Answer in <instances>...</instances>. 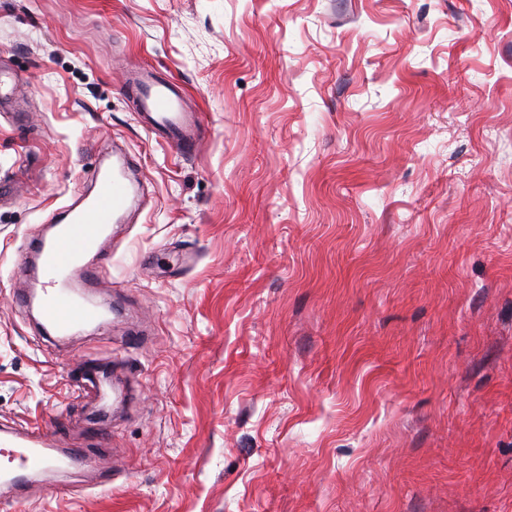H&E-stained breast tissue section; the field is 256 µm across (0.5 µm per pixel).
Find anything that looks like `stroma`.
Masks as SVG:
<instances>
[{"mask_svg":"<svg viewBox=\"0 0 512 512\" xmlns=\"http://www.w3.org/2000/svg\"><path fill=\"white\" fill-rule=\"evenodd\" d=\"M0 68V422L116 468L0 512H512V0H0ZM116 143L111 312L44 336L13 269ZM124 93L135 104L138 122L149 133L180 154L191 155L198 150L201 115L185 110L178 83L143 71L129 78Z\"/></svg>","mask_w":512,"mask_h":512,"instance_id":"35a3bbf8","label":"stroma"}]
</instances>
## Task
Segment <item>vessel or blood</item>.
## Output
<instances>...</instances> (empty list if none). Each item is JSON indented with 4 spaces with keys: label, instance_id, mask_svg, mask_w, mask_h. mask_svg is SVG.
Here are the masks:
<instances>
[{
    "label": "vessel or blood",
    "instance_id": "1",
    "mask_svg": "<svg viewBox=\"0 0 512 512\" xmlns=\"http://www.w3.org/2000/svg\"><path fill=\"white\" fill-rule=\"evenodd\" d=\"M124 93L136 107L138 122L149 133L180 154L191 155L198 150L201 116L186 111L178 83L143 71L129 78ZM94 182L96 191L83 206H63L55 211L51 238H40L28 245L41 269L43 283L41 289L19 294L18 301L37 308L44 329L59 336L100 319V312L73 289L71 280L77 274L84 287H93L111 266L112 257L103 253L102 240L132 196L126 165L96 172ZM91 253L98 254V263L85 264V256ZM57 439V431L49 424L1 429L0 484L12 490L15 498L23 499L32 475L89 468L85 449L59 447Z\"/></svg>",
    "mask_w": 512,
    "mask_h": 512
}]
</instances>
